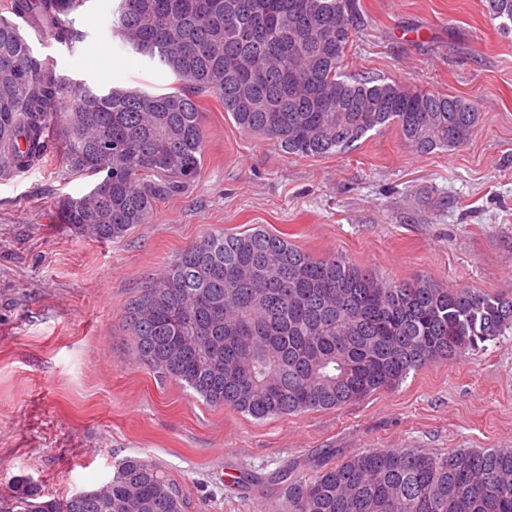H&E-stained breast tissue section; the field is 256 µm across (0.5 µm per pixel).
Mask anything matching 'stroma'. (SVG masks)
<instances>
[{
    "mask_svg": "<svg viewBox=\"0 0 512 512\" xmlns=\"http://www.w3.org/2000/svg\"><path fill=\"white\" fill-rule=\"evenodd\" d=\"M367 23L349 73L452 94L477 132L417 152L395 126L345 152L298 157L241 133L218 97H200L199 175L115 241L65 224V198L96 180L63 165L0 180V512L14 477L58 499L99 485L132 456L158 464L184 512H268L275 476L309 472L327 452L512 448V335L410 373L338 409L262 421L208 405L137 361L125 309L203 234L255 227L320 257L342 255L389 282L416 277L512 297V31L486 0H361ZM115 0H87L74 49L35 45L96 89L173 91V73L112 31Z\"/></svg>",
    "mask_w": 512,
    "mask_h": 512,
    "instance_id": "stroma-1",
    "label": "stroma"
}]
</instances>
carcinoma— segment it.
Listing matches in <instances>:
<instances>
[{
	"label": "carcinoma",
	"mask_w": 512,
	"mask_h": 512,
	"mask_svg": "<svg viewBox=\"0 0 512 512\" xmlns=\"http://www.w3.org/2000/svg\"><path fill=\"white\" fill-rule=\"evenodd\" d=\"M86 0H4L59 44L82 38ZM502 29L512 0H488ZM364 25L359 0H119L112 29L180 81L176 91L96 90L37 57L0 14V178L43 163L50 139L74 174L99 176L65 199V223L100 241L143 224L201 169L198 99L219 95L241 132L296 156L346 151L396 126L420 152L476 132L460 98L345 71ZM112 142L102 155L101 142ZM135 356L207 403L259 420L340 408L426 364L512 333V299L424 278L387 283L343 258H317L256 227L210 232L182 250L125 310ZM9 512H183L160 466L125 457L96 488L39 499L14 479ZM285 512H512V448L446 454L383 448L327 456L288 485Z\"/></svg>",
	"instance_id": "cac0c4a2"
}]
</instances>
